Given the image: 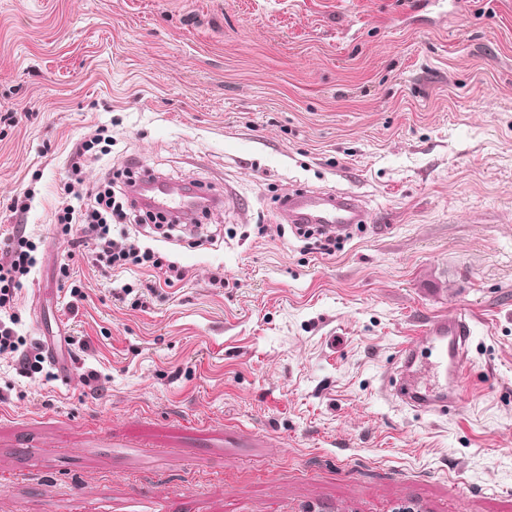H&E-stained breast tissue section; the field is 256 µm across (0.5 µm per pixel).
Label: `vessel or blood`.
<instances>
[{"instance_id": "vessel-or-blood-1", "label": "vessel or blood", "mask_w": 512, "mask_h": 512, "mask_svg": "<svg viewBox=\"0 0 512 512\" xmlns=\"http://www.w3.org/2000/svg\"><path fill=\"white\" fill-rule=\"evenodd\" d=\"M151 203L162 213L178 212L183 222H192L195 193L175 185L149 188ZM291 224H320L339 233L366 223L367 212L353 193L336 195L318 191L290 194L282 209ZM473 336L470 316L448 313L435 316L423 327L416 341L402 348L387 382L391 394L413 410L445 413L463 394L465 363Z\"/></svg>"}]
</instances>
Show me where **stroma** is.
<instances>
[{"label":"stroma","instance_id":"1","mask_svg":"<svg viewBox=\"0 0 512 512\" xmlns=\"http://www.w3.org/2000/svg\"><path fill=\"white\" fill-rule=\"evenodd\" d=\"M97 124L87 182L131 157L226 202L211 244L140 227L184 281L79 262L73 310L50 218ZM30 187L17 331L87 349L29 378L0 356V512H512V0H0V233ZM300 190L370 222L315 253ZM453 311L463 398L409 410L394 359Z\"/></svg>","mask_w":512,"mask_h":512}]
</instances>
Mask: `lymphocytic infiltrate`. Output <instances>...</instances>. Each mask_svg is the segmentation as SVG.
<instances>
[{
	"instance_id": "f902f5d3",
	"label": "lymphocytic infiltrate",
	"mask_w": 512,
	"mask_h": 512,
	"mask_svg": "<svg viewBox=\"0 0 512 512\" xmlns=\"http://www.w3.org/2000/svg\"><path fill=\"white\" fill-rule=\"evenodd\" d=\"M111 144L108 126L95 125L67 157L66 181L51 213L52 223L69 244L59 267L61 280L70 283L74 262L82 260L105 275L115 270H149L156 284L174 287L183 280V270L124 230L125 225L141 223L145 215L133 198L134 172L128 168L107 171L92 184L83 179L84 168L108 155ZM38 249L34 237L17 228L0 241V356L17 358L30 375L42 371L43 358L28 350L17 333L21 317L16 305L24 280L38 265Z\"/></svg>"
}]
</instances>
